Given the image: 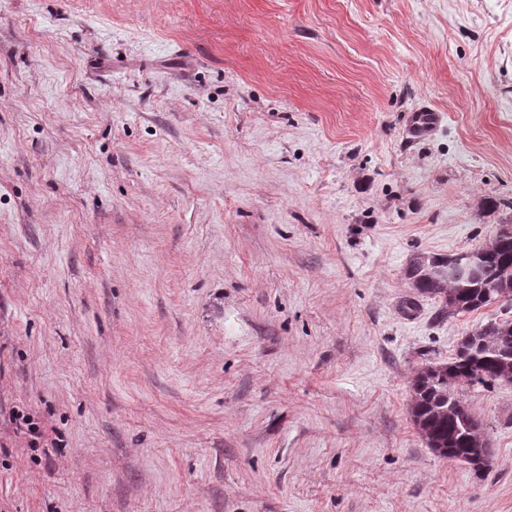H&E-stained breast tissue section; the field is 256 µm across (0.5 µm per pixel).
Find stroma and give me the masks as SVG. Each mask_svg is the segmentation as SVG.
Here are the masks:
<instances>
[{
  "label": "stroma",
  "mask_w": 512,
  "mask_h": 512,
  "mask_svg": "<svg viewBox=\"0 0 512 512\" xmlns=\"http://www.w3.org/2000/svg\"><path fill=\"white\" fill-rule=\"evenodd\" d=\"M503 224L512 0H0V512H512L409 414L512 305L401 309ZM441 116L436 110L422 106L412 113L408 126V134L411 139L424 138L435 132Z\"/></svg>",
  "instance_id": "35a3bbf8"
}]
</instances>
